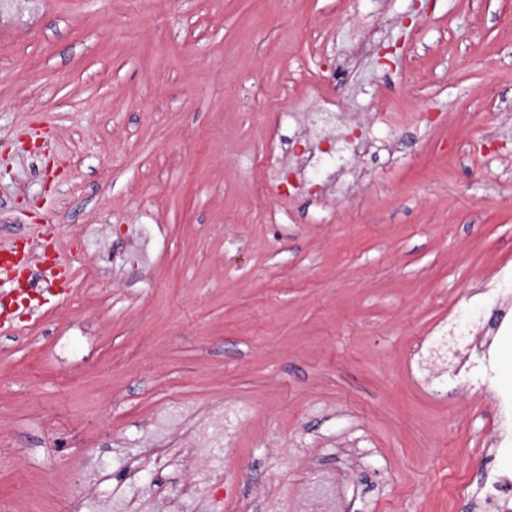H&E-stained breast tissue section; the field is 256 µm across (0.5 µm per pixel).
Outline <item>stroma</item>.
<instances>
[{"label":"stroma","instance_id":"obj_1","mask_svg":"<svg viewBox=\"0 0 512 512\" xmlns=\"http://www.w3.org/2000/svg\"><path fill=\"white\" fill-rule=\"evenodd\" d=\"M1 249L14 512H162L207 462L157 463L168 408L236 401L183 512H470L512 474V331L464 352L512 297V0H0ZM216 470L212 466L195 469L189 481L182 486L180 496L184 499H193L214 484Z\"/></svg>","mask_w":512,"mask_h":512}]
</instances>
